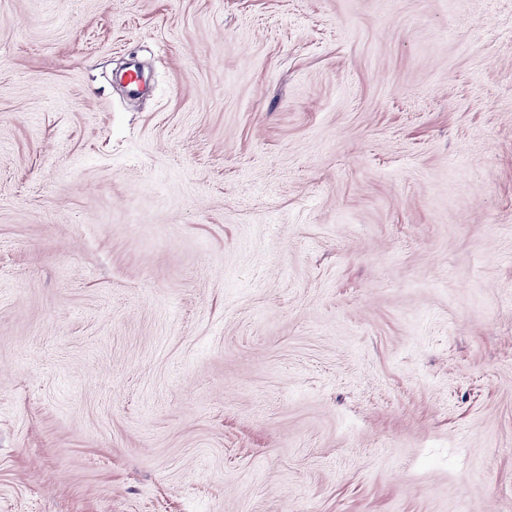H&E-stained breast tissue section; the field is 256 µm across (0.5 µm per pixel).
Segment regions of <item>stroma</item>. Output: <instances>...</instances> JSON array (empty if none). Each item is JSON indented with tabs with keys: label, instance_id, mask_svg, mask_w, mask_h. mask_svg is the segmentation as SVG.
<instances>
[{
	"label": "stroma",
	"instance_id": "obj_1",
	"mask_svg": "<svg viewBox=\"0 0 512 512\" xmlns=\"http://www.w3.org/2000/svg\"><path fill=\"white\" fill-rule=\"evenodd\" d=\"M0 512H512V0H0Z\"/></svg>",
	"mask_w": 512,
	"mask_h": 512
}]
</instances>
